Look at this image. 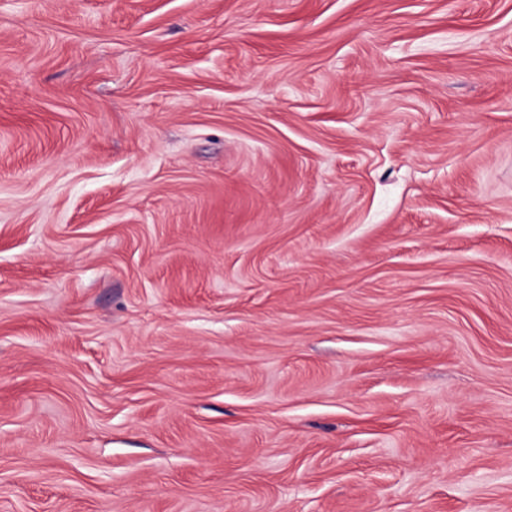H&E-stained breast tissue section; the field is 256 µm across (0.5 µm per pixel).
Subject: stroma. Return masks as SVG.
I'll return each mask as SVG.
<instances>
[{"label": "stroma", "mask_w": 512, "mask_h": 512, "mask_svg": "<svg viewBox=\"0 0 512 512\" xmlns=\"http://www.w3.org/2000/svg\"><path fill=\"white\" fill-rule=\"evenodd\" d=\"M0 512H512V0H0Z\"/></svg>", "instance_id": "obj_1"}]
</instances>
